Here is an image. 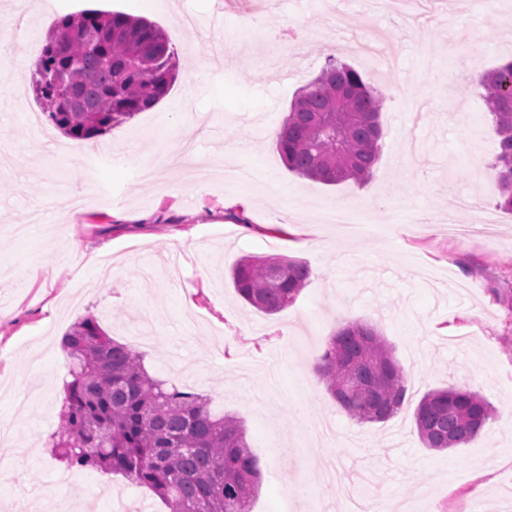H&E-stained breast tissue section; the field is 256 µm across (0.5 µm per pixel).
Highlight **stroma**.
Segmentation results:
<instances>
[{
	"instance_id": "obj_1",
	"label": "stroma",
	"mask_w": 512,
	"mask_h": 512,
	"mask_svg": "<svg viewBox=\"0 0 512 512\" xmlns=\"http://www.w3.org/2000/svg\"><path fill=\"white\" fill-rule=\"evenodd\" d=\"M247 0H72L70 12L119 11L165 32L179 74L164 98L91 150L46 152L27 121L40 111L17 63L43 45L58 12L0 0V27L22 26L0 58V512H71L64 484L84 487L88 512H168L148 488L97 470L71 471L48 438L66 378L61 340L85 315L143 354L170 384L207 396L242 424L262 469L251 512H341L342 491L377 512H512V213L480 179L498 143L479 89L448 93V71L474 75L512 52V0H446L447 10L400 20L391 0H272L242 27ZM202 22L183 29L182 13ZM357 70L384 97L383 146L372 179L326 185L288 170L268 132L328 57ZM231 153L250 179L196 185L192 170L139 182L183 142ZM93 188L83 209L81 184ZM495 212L492 235L449 237L442 217L455 193ZM325 202L369 215L352 235L316 219ZM306 261L311 282L290 307L265 314L235 292L245 256ZM368 322L409 373L400 411L383 423L351 419L306 370L343 325ZM467 388L496 410L468 444L421 442L415 410L429 391Z\"/></svg>"
}]
</instances>
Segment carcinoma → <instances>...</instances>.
<instances>
[{"mask_svg":"<svg viewBox=\"0 0 512 512\" xmlns=\"http://www.w3.org/2000/svg\"><path fill=\"white\" fill-rule=\"evenodd\" d=\"M175 52L154 23L122 12L67 14L47 34L33 73L48 118L72 139H90L154 108L177 77ZM67 75L63 99L51 77ZM498 153L491 165L497 207L512 213V57L479 76ZM383 96L351 66L329 59L291 101L276 139L288 170L336 185L368 181L381 156ZM297 258L249 256L232 270L236 293L272 314L310 282ZM69 380L50 444L68 467L118 474L144 485L170 512H249L259 460L240 422L215 415L205 396L150 375L143 356L88 315L64 336ZM327 391L358 422H382L403 406L407 373L377 329L352 322L330 338L316 364ZM495 409L480 395L448 387L427 393L415 422L428 448L467 444Z\"/></svg>","mask_w":512,"mask_h":512,"instance_id":"cac0c4a2","label":"carcinoma"}]
</instances>
